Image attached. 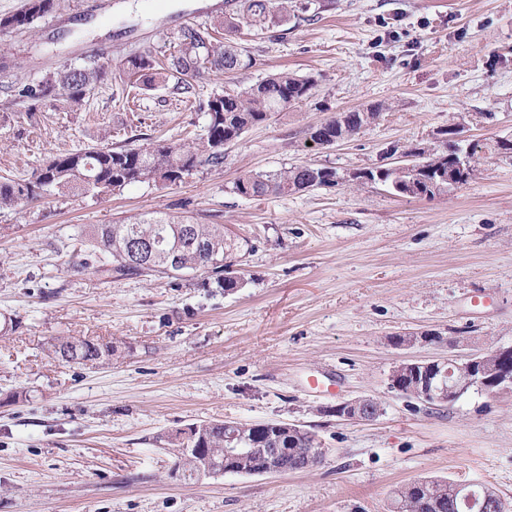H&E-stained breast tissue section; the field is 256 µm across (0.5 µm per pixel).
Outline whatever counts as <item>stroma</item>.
<instances>
[{
  "label": "stroma",
  "instance_id": "1",
  "mask_svg": "<svg viewBox=\"0 0 512 512\" xmlns=\"http://www.w3.org/2000/svg\"><path fill=\"white\" fill-rule=\"evenodd\" d=\"M321 2L266 33L240 30L249 66L185 94L140 85L125 58L169 56L178 30L216 23L224 0H57L37 28L0 32V176L15 179L104 129L119 145L200 133L212 93L281 69L316 84L225 146L222 168L0 213V512H391L392 490L425 477L486 485L512 506V392L439 407L389 386L397 363L447 353L393 336L512 345V158L484 154L474 179L434 199L351 180L451 123L482 145L512 137V0ZM93 57L112 78L80 110L46 102L32 124L10 108L8 88ZM370 108L377 120L355 137L307 145L311 126ZM301 164L341 182L233 190L244 173ZM148 210L212 215L247 239L241 288L199 272L116 280L74 267L81 225ZM59 336L112 355L61 361L49 352ZM359 397L381 414H331ZM224 420L299 424L325 458L296 473L175 476L163 435Z\"/></svg>",
  "mask_w": 512,
  "mask_h": 512
}]
</instances>
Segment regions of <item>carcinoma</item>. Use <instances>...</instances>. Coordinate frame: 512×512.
Returning a JSON list of instances; mask_svg holds the SVG:
<instances>
[{
    "label": "carcinoma",
    "mask_w": 512,
    "mask_h": 512,
    "mask_svg": "<svg viewBox=\"0 0 512 512\" xmlns=\"http://www.w3.org/2000/svg\"><path fill=\"white\" fill-rule=\"evenodd\" d=\"M56 0H26L15 14L0 17V32L34 29L51 13ZM294 8L291 0H224V40L217 39L212 26H185L175 40L178 50L164 62L149 52H137L125 59L130 75L145 78L149 86L177 79L175 89L189 90L214 71L231 73L250 65L230 35L246 26L265 31L288 22ZM112 75L107 62L95 58L84 64L65 65L37 83L14 88L12 104L24 105L28 121H33L37 104L51 101L73 111L79 110L85 96ZM312 79L286 71L267 76L240 91L215 93L203 104L207 123L204 133L191 141L148 138L138 146L113 145L110 132L100 141L75 151L56 154L50 165L33 170L30 178L0 182V211L15 210L49 197L81 193L92 197L121 192L135 183L168 182L172 185L200 172L205 167L224 165V144L239 139L250 127L267 121L272 114L305 101L314 95ZM365 126L361 112L339 114L308 130L312 142L329 147L340 138H351ZM443 140L434 146H410L406 154L416 158L414 169L398 174L389 168L367 169L360 183H387L400 196L435 198L455 190L448 185V168L459 155L465 159L466 184L480 163L482 146L457 149L456 130L440 131ZM336 170L301 165L274 171L244 174L233 183V191L246 197L286 195L311 187L339 184ZM78 240L88 255L98 258L96 272L113 279L127 277L178 278L203 271L218 287L232 291L241 284L238 259L248 243L241 241L222 224L179 219L160 210L146 211L122 224H88ZM53 354L67 363L94 364L112 355V347L89 339L56 337ZM226 421L192 423L166 435L165 443L176 449L174 468L194 469L191 448L208 449L215 471L224 469V430ZM278 423H257L239 430L234 444L255 449L241 464L249 472L265 448H283L280 465L284 471L300 465L308 449L318 447L314 434L306 429L288 433ZM459 496L457 483L445 478L417 479L394 491V512H454Z\"/></svg>",
    "instance_id": "cac0c4a2"
}]
</instances>
